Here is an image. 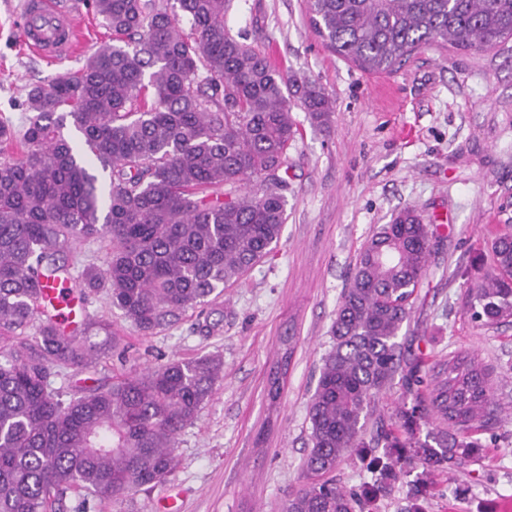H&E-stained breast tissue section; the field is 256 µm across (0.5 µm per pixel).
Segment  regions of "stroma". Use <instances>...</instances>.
I'll return each mask as SVG.
<instances>
[{"label": "stroma", "mask_w": 512, "mask_h": 512, "mask_svg": "<svg viewBox=\"0 0 512 512\" xmlns=\"http://www.w3.org/2000/svg\"><path fill=\"white\" fill-rule=\"evenodd\" d=\"M20 2L0 0V119L17 127L25 121L17 103L28 84L78 67L106 39L99 20L82 8L76 57L45 61L20 40ZM224 22L284 73L315 80L334 110L317 126L303 108H293L302 135L288 151L281 239L203 310H187L178 323L146 336L105 294L90 296L87 312L111 320L128 359L109 356L83 370H61L53 379L61 391L173 358L224 360L213 397L179 437L168 485L96 512H156L170 485L179 493L178 512H279L306 482L307 404L332 346L338 298L362 245L406 207L438 225L439 235L398 341L434 361L476 355L491 372L499 419L477 434V462L434 476L407 464L374 512H403L415 483L428 487L422 512H501L512 503V323L479 326L464 303L491 262L493 234L512 233V40L489 50L430 45L374 74L324 46L307 0H231ZM284 336L294 352L272 409L266 379Z\"/></svg>", "instance_id": "obj_1"}]
</instances>
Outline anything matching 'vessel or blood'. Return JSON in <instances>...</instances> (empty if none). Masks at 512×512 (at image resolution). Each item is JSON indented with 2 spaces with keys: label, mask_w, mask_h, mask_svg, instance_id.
I'll use <instances>...</instances> for the list:
<instances>
[{
  "label": "vessel or blood",
  "mask_w": 512,
  "mask_h": 512,
  "mask_svg": "<svg viewBox=\"0 0 512 512\" xmlns=\"http://www.w3.org/2000/svg\"><path fill=\"white\" fill-rule=\"evenodd\" d=\"M20 27L24 44L44 60L57 62L77 52L73 13L59 0H22Z\"/></svg>",
  "instance_id": "1"
}]
</instances>
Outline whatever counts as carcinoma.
<instances>
[{
  "mask_svg": "<svg viewBox=\"0 0 512 512\" xmlns=\"http://www.w3.org/2000/svg\"><path fill=\"white\" fill-rule=\"evenodd\" d=\"M325 45L372 73L431 45L493 48L512 38V0H309ZM228 0H91L112 35L81 66L26 87L21 129L0 120V512H48L66 492L118 505L164 484L181 433L222 377L218 356L172 359L63 398L51 377L118 349L112 323L84 317L67 332L37 314L60 275L79 302L106 291L145 335L178 321L266 258L287 220L282 170L300 135L295 102L323 123L332 102L316 82L289 80L224 25ZM71 121L82 146L63 133ZM108 173L98 187L95 165ZM260 177L259 193L241 192ZM433 225L404 208L366 241L340 296L307 416L308 482L281 512H373L408 461L428 472L465 465L476 432L498 420L488 368L457 353L426 366L397 341L426 275ZM105 239L102 264L59 258ZM492 264L466 291L484 327L512 322V234L494 237ZM101 336L95 342L91 336ZM266 394L275 406L289 339ZM400 377L412 405L368 433L376 400ZM426 427L425 437L418 433ZM357 454L378 473L358 493L330 477Z\"/></svg>",
  "mask_w": 512,
  "mask_h": 512,
  "instance_id": "cac0c4a2",
  "label": "carcinoma"
}]
</instances>
